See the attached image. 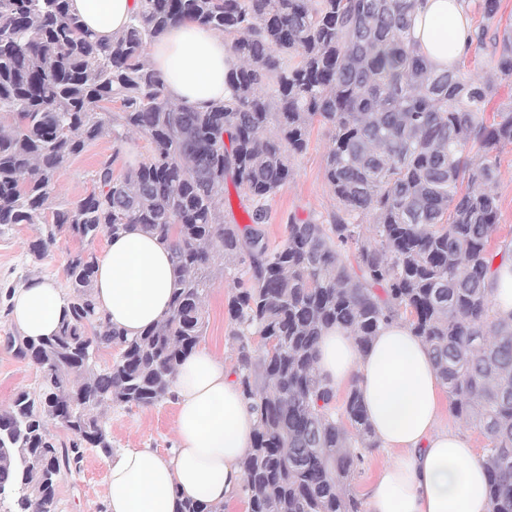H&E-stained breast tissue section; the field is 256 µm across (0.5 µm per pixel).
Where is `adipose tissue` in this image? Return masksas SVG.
I'll list each match as a JSON object with an SVG mask.
<instances>
[{"label":"adipose tissue","mask_w":512,"mask_h":512,"mask_svg":"<svg viewBox=\"0 0 512 512\" xmlns=\"http://www.w3.org/2000/svg\"><path fill=\"white\" fill-rule=\"evenodd\" d=\"M70 9L102 42L126 28L136 0H69ZM470 0H423L412 37L437 69L466 53ZM147 61L164 95L204 109L228 94L224 77L234 64L231 40L184 20L150 46ZM169 242L132 226L108 237L99 258L94 294L107 320L125 336L163 319L173 290ZM9 320L28 338L52 335L69 303L52 281L33 278L9 298ZM317 370L332 389L357 386L381 448L395 452L372 485L368 512H489L488 472L468 438L442 427V381L432 356L407 322L382 327L367 350L332 327L317 348ZM171 390L177 406L169 454L128 448L107 461L104 512H179L191 499L221 505L243 482L241 459L257 418L223 358L206 350L187 356Z\"/></svg>","instance_id":"1"}]
</instances>
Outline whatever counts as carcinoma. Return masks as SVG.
Listing matches in <instances>:
<instances>
[{"mask_svg": "<svg viewBox=\"0 0 512 512\" xmlns=\"http://www.w3.org/2000/svg\"><path fill=\"white\" fill-rule=\"evenodd\" d=\"M417 0H137L124 31L98 43L69 0H0V226L40 224L47 256L136 224L170 242L167 316L127 338L98 310V255L65 267L69 315L52 336L6 337L42 374L38 393L0 409V496L18 512H52L62 471L81 449L111 452L107 409L171 398V378L203 336L211 261L224 257L237 383L257 416L241 459L248 512H362L346 481L379 447L356 388L336 392L315 368L331 327L365 350L405 320L429 347L452 414L488 441L490 512H512V316L491 315L497 154L512 145V106L487 116L512 83V28L494 41L493 72L432 68L410 37ZM469 50L487 44L498 0H477ZM189 19L232 37L224 103L199 110L165 98L146 49ZM118 105L111 115L109 105ZM329 129L325 173L337 201L324 224L288 219L271 243L269 200L293 176L314 122ZM130 131L147 160L50 209L57 170L85 147ZM251 201L233 213L228 186ZM370 224H364V220ZM246 268L247 279L232 275ZM118 349L101 365L100 352ZM54 422L67 431L56 443Z\"/></svg>", "mask_w": 512, "mask_h": 512, "instance_id": "1", "label": "carcinoma"}]
</instances>
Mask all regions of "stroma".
<instances>
[{
    "label": "stroma",
    "instance_id": "35a3bbf8",
    "mask_svg": "<svg viewBox=\"0 0 512 512\" xmlns=\"http://www.w3.org/2000/svg\"><path fill=\"white\" fill-rule=\"evenodd\" d=\"M328 145L327 127L314 124L307 150L292 162L293 178L270 202L267 231L272 243L284 239L288 216L324 220L335 210L336 198L325 176ZM113 153L118 156L115 170L121 173L127 166L149 155L150 143L140 133L130 134L118 148L107 138L91 143L58 170L54 206L89 194L94 188L93 172L99 161ZM497 162L499 176L491 186L500 207L495 238L508 241L512 239V145L499 151ZM38 234L39 227L35 224L0 229V409L9 406L18 391H35L41 383V373L34 365L17 360L3 347L5 337L16 332L3 314L6 290L34 277L64 283L68 256L82 246L80 240L61 238L48 256L38 261L29 252V244ZM213 271L211 287L204 300V335L200 346L223 357L225 368L230 370L236 363V350L226 308L229 282L224 277L223 257H216ZM109 416L113 452L126 448H154L165 454L174 444L177 407L172 401L166 400L149 408L115 406L110 409ZM106 461L107 457L100 449H84L82 461L61 474L53 512H103Z\"/></svg>",
    "mask_w": 512,
    "mask_h": 512
}]
</instances>
